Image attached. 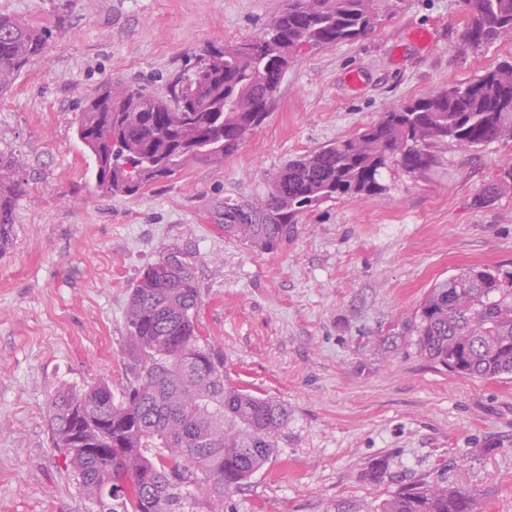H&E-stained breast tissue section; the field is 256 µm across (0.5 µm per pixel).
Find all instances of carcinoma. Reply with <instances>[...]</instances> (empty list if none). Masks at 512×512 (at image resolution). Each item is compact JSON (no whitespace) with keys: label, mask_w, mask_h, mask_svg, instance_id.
<instances>
[{"label":"carcinoma","mask_w":512,"mask_h":512,"mask_svg":"<svg viewBox=\"0 0 512 512\" xmlns=\"http://www.w3.org/2000/svg\"><path fill=\"white\" fill-rule=\"evenodd\" d=\"M406 0H285L254 35L215 41L157 95L106 81L77 116L76 133L94 162L95 188L136 196L195 164L235 153L271 111L303 46L360 40ZM465 44L512 39V0H463ZM47 26L0 14V95L49 46ZM512 137V63L434 90L382 113L359 133L291 159L267 191L216 207L224 237L276 251L302 215L327 201L373 198L382 171L431 168L434 148H479ZM202 139L209 147L196 149ZM22 163L0 156V252L12 242L15 204L26 191ZM512 185V165L478 197L485 204ZM196 263L169 250L136 278L125 312L129 383L121 399L106 383L51 392L52 447L89 512H224V497L276 454L288 406L234 385L224 355L201 335ZM420 353L471 379L512 375V280L473 267L430 288L415 312ZM377 512H485L479 494L419 482L400 488Z\"/></svg>","instance_id":"carcinoma-1"}]
</instances>
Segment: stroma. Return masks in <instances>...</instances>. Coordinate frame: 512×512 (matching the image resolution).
I'll use <instances>...</instances> for the list:
<instances>
[{
    "mask_svg": "<svg viewBox=\"0 0 512 512\" xmlns=\"http://www.w3.org/2000/svg\"><path fill=\"white\" fill-rule=\"evenodd\" d=\"M280 5L0 0V13L53 29L0 96V151L20 156L28 181L0 253V512H84L50 442L49 393L99 381L122 393L129 290L169 249L196 262L199 327L231 380L290 414L276 455L224 512H366L420 481L512 512V377L450 373L420 354L413 328L435 283L476 266L512 272V188L477 201L512 162V138L439 146L423 172L386 168L383 197L313 207L275 253L225 239L211 218L225 199L263 193L289 159L512 61V41L463 45L462 0H407L363 39L302 51L265 123L223 162L135 197L94 189L76 134L84 97L110 78L164 91L207 43L257 33Z\"/></svg>",
    "mask_w": 512,
    "mask_h": 512,
    "instance_id": "1",
    "label": "stroma"
}]
</instances>
